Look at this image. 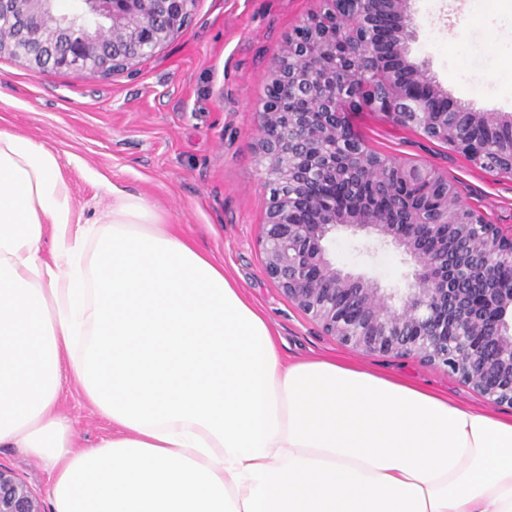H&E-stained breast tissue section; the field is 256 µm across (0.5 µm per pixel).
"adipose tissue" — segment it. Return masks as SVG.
Returning <instances> with one entry per match:
<instances>
[{
    "instance_id": "obj_1",
    "label": "adipose tissue",
    "mask_w": 512,
    "mask_h": 512,
    "mask_svg": "<svg viewBox=\"0 0 512 512\" xmlns=\"http://www.w3.org/2000/svg\"><path fill=\"white\" fill-rule=\"evenodd\" d=\"M101 186L82 221L54 150L0 127V447L48 464L52 512H512V417L284 362L222 267ZM69 377L96 447L57 413ZM57 411L71 422L75 448H93L112 434L109 421L97 412L80 388L71 381L63 387Z\"/></svg>"
}]
</instances>
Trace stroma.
<instances>
[{"mask_svg": "<svg viewBox=\"0 0 512 512\" xmlns=\"http://www.w3.org/2000/svg\"><path fill=\"white\" fill-rule=\"evenodd\" d=\"M324 0H197L187 29L151 58L109 76L31 72L0 55V123L49 145L78 214L90 219L111 202L109 180L153 204L196 248L222 264L268 317L289 359H350L464 403L483 397L445 369L417 358L367 354L339 343L303 314L265 275L259 244L270 189L257 165L256 109L271 81L273 56L299 22ZM415 37L408 57L451 101L481 112L512 113V0H412ZM351 129L373 151L447 172L466 206L512 234V177L471 166L421 132L381 112H351ZM337 267L388 289L406 285L410 266L390 248L365 251L337 233L328 245ZM58 412L78 448L95 447L112 426L74 383ZM12 469L39 496L48 474L37 459L0 447Z\"/></svg>", "mask_w": 512, "mask_h": 512, "instance_id": "35a3bbf8", "label": "stroma"}]
</instances>
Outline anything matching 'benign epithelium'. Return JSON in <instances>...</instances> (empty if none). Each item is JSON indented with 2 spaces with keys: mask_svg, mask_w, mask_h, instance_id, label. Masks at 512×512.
I'll return each mask as SVG.
<instances>
[{
  "mask_svg": "<svg viewBox=\"0 0 512 512\" xmlns=\"http://www.w3.org/2000/svg\"><path fill=\"white\" fill-rule=\"evenodd\" d=\"M0 0V54L48 71L109 74L152 56L189 25L196 0ZM324 13L349 36L340 73L348 99L372 78L366 107L440 140L477 168H512V114L478 112L407 60L413 34L411 0H361L354 18L346 0H325ZM304 19L271 64L270 88L258 109V160L270 187L261 246L266 276L304 314L342 344L365 353L416 357L457 375L492 405H512V235L467 207L448 176L369 150L344 125L327 90L325 61L336 33L309 32ZM347 158L384 184L395 176L419 183L434 204L409 210L402 224L365 207L339 208L315 188L336 160ZM307 201L311 224L295 220ZM363 233L391 246L411 264L400 297L376 281L336 267L326 243L336 231ZM0 512H45L41 499L12 469L0 465Z\"/></svg>",
  "mask_w": 512,
  "mask_h": 512,
  "instance_id": "benign-epithelium-1",
  "label": "benign epithelium"
}]
</instances>
